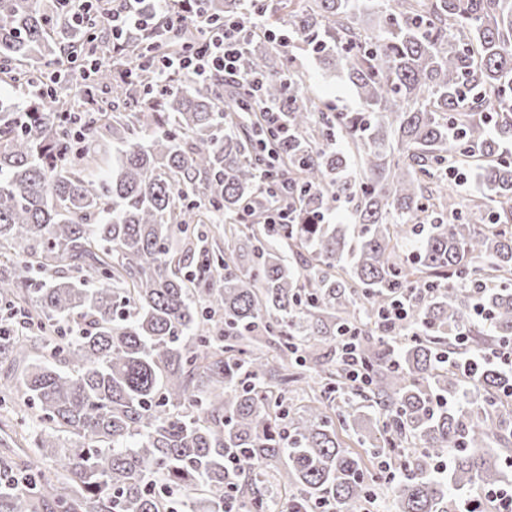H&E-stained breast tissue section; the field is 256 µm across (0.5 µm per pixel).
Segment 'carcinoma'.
Returning a JSON list of instances; mask_svg holds the SVG:
<instances>
[{"label": "carcinoma", "instance_id": "obj_1", "mask_svg": "<svg viewBox=\"0 0 512 512\" xmlns=\"http://www.w3.org/2000/svg\"><path fill=\"white\" fill-rule=\"evenodd\" d=\"M203 8L222 20L248 3ZM68 9L0 0V360L25 364L0 407L35 409V456L55 469L34 479L0 458L29 484L0 489V512H225L230 498L238 512H362L377 478L338 424L394 458L392 512H464L503 485L512 376L483 363L467 377L447 357L462 333L481 337L472 353L512 343V0L263 3L242 75L264 76L272 134L243 111L246 84L182 76L151 103L144 75L114 77L179 53L191 26L134 35L114 58L97 53L103 25L78 30ZM269 30L343 74L363 109L316 102ZM83 50L98 60L77 142L64 115ZM42 65L59 75L29 96ZM272 159L286 224L265 223ZM342 203L351 223L333 224ZM219 217L224 249L197 261L176 243ZM404 293L393 349L378 313ZM347 327L359 388L317 355Z\"/></svg>", "mask_w": 512, "mask_h": 512}]
</instances>
